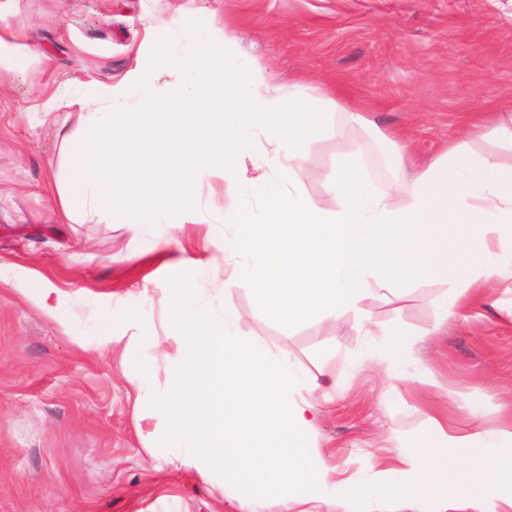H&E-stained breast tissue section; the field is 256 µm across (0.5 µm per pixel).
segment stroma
Returning a JSON list of instances; mask_svg holds the SVG:
<instances>
[{"mask_svg":"<svg viewBox=\"0 0 512 512\" xmlns=\"http://www.w3.org/2000/svg\"><path fill=\"white\" fill-rule=\"evenodd\" d=\"M177 31L226 29L242 72L262 69L281 97L335 98L328 133L311 139L297 187L334 202L336 160L357 159L371 187L388 191L448 145L466 143L512 165V144L467 136L466 115L497 108L512 123V0H0V37L37 58L0 70V512H236L219 481L161 463L149 451L158 422L137 402L165 391L177 343L166 333L175 278L155 244L176 235L178 257L199 274L194 296L240 315L238 333L315 376L326 402L313 422L337 480L370 486L397 449H415L435 416L495 440L512 426V276L485 288L446 333L429 335L442 282L396 292L368 282L363 309L292 325L257 308L256 281L224 287V214L250 208L215 170L197 187L205 222L77 224L53 205L66 167L63 136L78 137L66 107L49 101L77 82L114 84L151 45L154 19ZM350 110L369 123L348 122ZM404 132V170L384 134ZM41 275L60 292L70 324L46 318L29 290ZM407 332L390 380L363 352ZM131 338L151 368L132 387L121 347Z\"/></svg>","mask_w":512,"mask_h":512,"instance_id":"35a3bbf8","label":"stroma"}]
</instances>
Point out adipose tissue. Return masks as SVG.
<instances>
[{
	"instance_id": "obj_1",
	"label": "adipose tissue",
	"mask_w": 512,
	"mask_h": 512,
	"mask_svg": "<svg viewBox=\"0 0 512 512\" xmlns=\"http://www.w3.org/2000/svg\"><path fill=\"white\" fill-rule=\"evenodd\" d=\"M155 30L151 54L121 81L106 89L83 82L63 97L84 130L58 190L67 219L164 222L176 230L199 210L201 177L221 170L228 192L249 184L263 205L262 222L237 215L242 234L224 239V286L258 279L259 305L288 323L358 310L371 279L394 285L440 278L448 287L437 303L439 328L512 266V167L454 145L424 171L376 193L344 155L336 162V204L328 206L294 186L307 140L327 128L328 106L282 108L261 69L240 72L227 32L174 38L163 22ZM162 76L166 93L158 99L150 88ZM134 85L145 91L138 110L127 101ZM262 139L271 146L267 170L247 177L241 161ZM474 224L492 227L495 236L466 254L458 243ZM173 244L169 238L156 249L180 283L167 322L180 343L168 387L149 405L175 450L172 464L206 481L220 478L234 491L238 512H340L362 489L343 482L328 491L332 469L306 449L317 404L293 392L316 388L315 378H302L288 360L239 336L233 308L218 314L193 304ZM277 252L288 259V275L270 279L266 269ZM429 427L423 448L399 452L370 492V512H407L423 496L435 512H447L448 493L430 477L458 470L448 449L481 436L454 434L434 417ZM480 468L486 480L473 502L478 512H499L512 495L511 428L485 446Z\"/></svg>"
}]
</instances>
